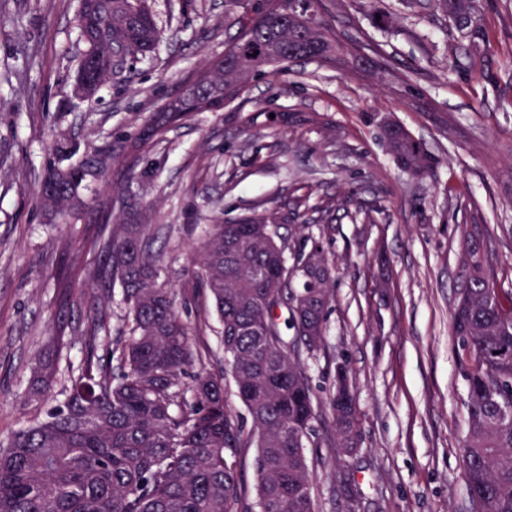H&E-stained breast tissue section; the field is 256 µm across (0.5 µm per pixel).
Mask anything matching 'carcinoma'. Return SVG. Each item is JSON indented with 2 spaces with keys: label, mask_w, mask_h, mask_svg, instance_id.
Here are the masks:
<instances>
[{
  "label": "carcinoma",
  "mask_w": 512,
  "mask_h": 512,
  "mask_svg": "<svg viewBox=\"0 0 512 512\" xmlns=\"http://www.w3.org/2000/svg\"><path fill=\"white\" fill-rule=\"evenodd\" d=\"M290 0H251L236 16L237 32L223 65L197 73L171 112L222 106L251 82L265 58L335 61V29L309 4L313 28L300 34L288 13ZM448 30L457 34L458 67L470 69L489 47L484 25L468 32L455 18L481 13L480 0H433ZM77 26L88 49L80 63L84 81L99 90L111 80L103 62L114 53L133 63L161 38L149 0H79ZM381 140L403 172L431 174L439 158L402 125L380 128ZM78 145L61 132L44 162L43 207L65 217L92 161L62 165ZM121 220L91 239L102 258L97 285L89 288L96 315L85 331V355L77 373L47 414L0 441V512H232L239 473L227 451L257 448L258 512H315L305 442L317 419L315 394L301 352L325 345V321L333 298L332 260L320 245L292 250L279 234L283 218L271 213L209 227L196 250L193 287L214 303L221 342L250 417L245 427L224 395V374L204 368L191 344L173 292L160 281L161 255L153 250L152 215L115 190ZM459 262L470 265L466 288L452 309L458 370L465 381L467 428L461 466L473 512H512V293L496 287L493 246L479 224H459ZM119 285L127 335L100 351L109 328L112 286ZM289 312L293 350L286 349L277 310ZM60 326L52 353L33 368L31 397L55 382L65 344ZM330 407L338 448L357 447L358 419L352 389L341 386Z\"/></svg>",
  "instance_id": "carcinoma-1"
}]
</instances>
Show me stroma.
Segmentation results:
<instances>
[{"mask_svg": "<svg viewBox=\"0 0 512 512\" xmlns=\"http://www.w3.org/2000/svg\"><path fill=\"white\" fill-rule=\"evenodd\" d=\"M162 37L92 100L72 93L78 0H0V440L55 405L25 393L29 366L66 313L61 368L77 370L99 266L89 240L111 225L112 186L152 207L161 275L189 325L211 310L190 288L192 249L215 214L270 212L290 248L335 261L326 345L305 356L320 411L305 453L316 512H470L461 467L465 383L451 328L461 242L477 221L493 240L497 286L512 291V0H482L485 63L454 69L457 40L431 5L321 0L348 64L297 59L251 82L220 112L149 134L166 95L235 34L225 0H151ZM401 123L441 160L399 170L379 121ZM111 158L82 207L48 220L38 197L54 127ZM73 295L61 308L57 274ZM357 392L359 442L337 455L329 409L338 364Z\"/></svg>", "mask_w": 512, "mask_h": 512, "instance_id": "35a3bbf8", "label": "stroma"}]
</instances>
